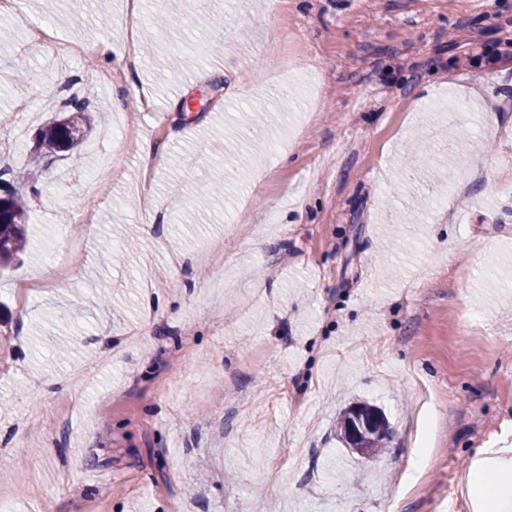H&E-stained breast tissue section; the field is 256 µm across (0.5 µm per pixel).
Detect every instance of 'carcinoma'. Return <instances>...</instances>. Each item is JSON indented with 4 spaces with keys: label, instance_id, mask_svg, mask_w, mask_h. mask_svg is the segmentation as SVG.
<instances>
[{
    "label": "carcinoma",
    "instance_id": "carcinoma-1",
    "mask_svg": "<svg viewBox=\"0 0 512 512\" xmlns=\"http://www.w3.org/2000/svg\"><path fill=\"white\" fill-rule=\"evenodd\" d=\"M87 98L74 96L65 103L64 115L47 124L37 140L36 149L44 157H54L75 149L91 127V116L87 112ZM0 202V268H6L18 253L26 247L27 207L14 192ZM362 417L371 420L364 427L354 429L355 420ZM337 431L345 447L357 452L364 451L374 456L386 448L390 426L386 417L376 407L366 402H355L347 407L337 419Z\"/></svg>",
    "mask_w": 512,
    "mask_h": 512
}]
</instances>
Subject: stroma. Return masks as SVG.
Wrapping results in <instances>:
<instances>
[{"mask_svg": "<svg viewBox=\"0 0 512 512\" xmlns=\"http://www.w3.org/2000/svg\"><path fill=\"white\" fill-rule=\"evenodd\" d=\"M133 26L152 51L103 56ZM0 30V168L43 190L0 271V512H475L474 461L512 459V0H0ZM71 96L108 120L42 158ZM355 401L384 454L338 441ZM363 417L365 420L373 418L363 428L354 433L355 420ZM337 431L346 448L358 454L364 451L366 456H374L386 448L390 435V426L386 417L373 405L366 402H355L347 407L337 419Z\"/></svg>", "mask_w": 512, "mask_h": 512, "instance_id": "obj_1", "label": "stroma"}]
</instances>
